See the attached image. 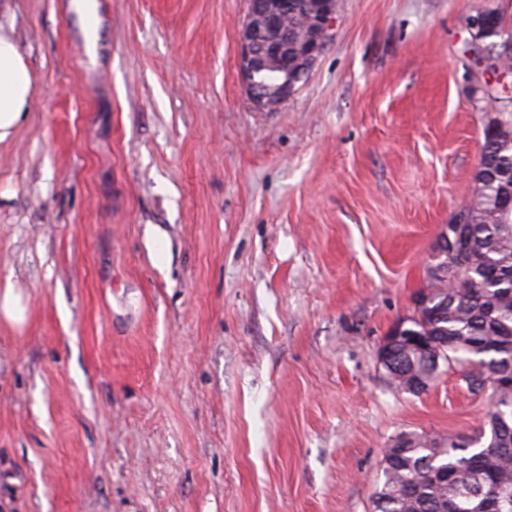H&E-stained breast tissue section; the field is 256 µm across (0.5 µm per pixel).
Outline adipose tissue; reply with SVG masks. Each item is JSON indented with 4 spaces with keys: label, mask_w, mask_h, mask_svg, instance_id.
Returning a JSON list of instances; mask_svg holds the SVG:
<instances>
[{
    "label": "adipose tissue",
    "mask_w": 512,
    "mask_h": 512,
    "mask_svg": "<svg viewBox=\"0 0 512 512\" xmlns=\"http://www.w3.org/2000/svg\"><path fill=\"white\" fill-rule=\"evenodd\" d=\"M34 94L31 73L10 32L0 28V142L17 131Z\"/></svg>",
    "instance_id": "adipose-tissue-1"
}]
</instances>
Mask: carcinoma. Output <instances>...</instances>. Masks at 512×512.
<instances>
[{
	"mask_svg": "<svg viewBox=\"0 0 512 512\" xmlns=\"http://www.w3.org/2000/svg\"><path fill=\"white\" fill-rule=\"evenodd\" d=\"M479 61L487 70L512 68L501 13L492 11ZM499 103L483 130L482 171L472 196L454 216L468 226L471 269L453 279L430 277L418 296L429 304L406 316V330L439 351V361L413 351L397 355L401 372L435 379L442 368L467 374L479 365L496 382L486 427L457 444L452 438L401 432L383 456L373 512H512V96L495 87Z\"/></svg>",
	"mask_w": 512,
	"mask_h": 512,
	"instance_id": "1",
	"label": "carcinoma"
}]
</instances>
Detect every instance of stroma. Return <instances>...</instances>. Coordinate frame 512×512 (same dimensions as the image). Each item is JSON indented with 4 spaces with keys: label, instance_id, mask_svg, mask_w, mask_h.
<instances>
[{
    "label": "stroma",
    "instance_id": "1",
    "mask_svg": "<svg viewBox=\"0 0 512 512\" xmlns=\"http://www.w3.org/2000/svg\"><path fill=\"white\" fill-rule=\"evenodd\" d=\"M512 0H339L295 94L255 106L248 0H0L34 96L0 143V512H371L403 431L490 398L390 387L494 105L469 20ZM22 299L13 288H4L0 294V318L11 325H21L24 321Z\"/></svg>",
    "mask_w": 512,
    "mask_h": 512
}]
</instances>
